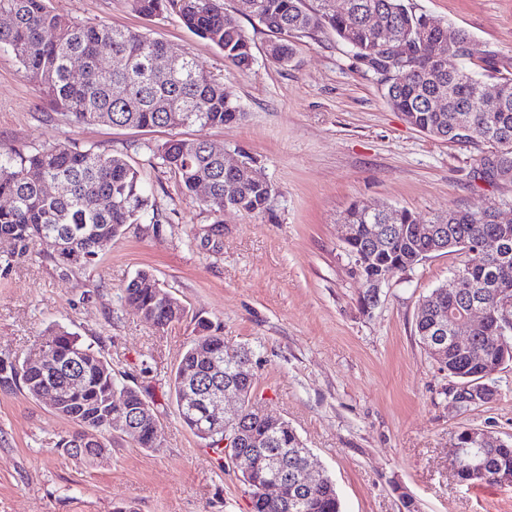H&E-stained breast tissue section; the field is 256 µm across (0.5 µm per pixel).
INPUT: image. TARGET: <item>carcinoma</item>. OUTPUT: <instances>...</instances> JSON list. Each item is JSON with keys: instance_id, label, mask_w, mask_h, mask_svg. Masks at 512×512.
Returning <instances> with one entry per match:
<instances>
[{"instance_id": "carcinoma-1", "label": "carcinoma", "mask_w": 512, "mask_h": 512, "mask_svg": "<svg viewBox=\"0 0 512 512\" xmlns=\"http://www.w3.org/2000/svg\"><path fill=\"white\" fill-rule=\"evenodd\" d=\"M133 9L153 16L169 9L183 25L217 46L224 58L240 70L250 69L252 47L238 26L228 20L220 0H131ZM246 6L243 14L255 17L272 35L267 46L269 56L287 65L294 56L293 38L301 33L330 31L348 46L359 67L382 77L384 98L402 113L410 125L426 135L448 142L466 140L487 144L492 154L483 159L482 173L490 180L512 181V73L499 74L496 96L486 95L485 84L456 60L480 53L469 33L458 30L448 40V29L418 10L410 0H346L343 11L336 0H315L307 7L303 0H238ZM11 17V25L0 26V47L11 52L25 77L70 120L77 124L104 123L130 128H170L224 126L240 121L244 112L224 83L212 78L197 60L187 56L172 61L165 56L164 43L138 31L118 29L105 24L88 25L47 8L45 0H0V16ZM390 31L405 45L406 58L387 63L392 68L385 76L377 68L385 49L381 30ZM85 61L86 75L81 83L69 78L72 57ZM153 158L178 177L189 192L201 181L211 183V195L203 203L215 213L229 208L248 215H264L270 210L273 195L254 182L247 168L229 174L224 157L204 147L198 139L172 138L151 149ZM42 175L57 185L50 195L32 179ZM0 197H11L15 205L0 208V238L14 245L19 257L32 255L42 237L51 235L61 242L53 257L66 271L86 270L96 258L121 236L130 224L149 217V197L139 171L125 158L100 151L93 146L53 143L25 155L0 147ZM108 197V209L99 200ZM503 211L472 206L448 209V218H433L432 224L445 226L447 248L419 236L420 221L407 209L369 207L355 202L347 210L344 223L355 224L358 232L345 242V250L357 260L368 242L370 230L386 224V245L376 256L367 274L394 276L413 269L420 262L443 251L456 256L454 269L468 274V280L453 288L439 286L440 306L448 310V322L473 337L474 351L462 354L448 350L436 359L448 373L452 385L448 399L474 387L483 380L495 385L493 375L512 361V319L502 316L494 273L501 267L512 271V222L497 221ZM478 298L491 312L480 325L470 324L468 306ZM125 302L145 313V318L160 328L179 323L185 308L165 287L157 285L150 274H137L124 289ZM194 337L183 354L168 384L175 398L181 395L183 372L197 369L196 344H209L211 350L232 362L245 347L224 343L221 327L210 320L194 319ZM432 310L420 304L415 332L426 352H431L429 327ZM43 346L75 359L73 369L54 370L32 358L22 361L0 359V384H22L32 397L44 386L59 390L63 406L54 413L75 425L61 437L56 447L64 449L68 441L83 431L96 435L93 449L83 462L93 465L110 454L112 413L124 411L155 412L138 387L126 386L112 374V365L90 344L67 330H48ZM125 395L123 401L116 394ZM242 406L253 447L254 478L266 474L268 458L281 456L288 472L300 474L303 456L295 449L303 447L290 424L271 434L259 419ZM136 444L156 448L153 422L141 419ZM465 448L479 456L473 468H459L454 476L468 484L498 481L503 472L512 473V442L489 433L473 434L463 430L457 435V451ZM252 512H342L335 484L326 479L313 490L300 494L293 482L283 486L282 502L288 508L262 500L250 490Z\"/></svg>"}]
</instances>
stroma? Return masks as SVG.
<instances>
[{
    "label": "stroma",
    "mask_w": 512,
    "mask_h": 512,
    "mask_svg": "<svg viewBox=\"0 0 512 512\" xmlns=\"http://www.w3.org/2000/svg\"><path fill=\"white\" fill-rule=\"evenodd\" d=\"M222 2L251 43L249 70L172 13L145 17L130 0H47L79 22L144 32L194 56L241 106L243 119L229 125H77L0 51V146L26 154L76 143L124 157L159 220L130 225L75 273L55 265L52 243L15 261L12 244L0 241V354L24 358L39 334L63 327L94 345L121 382L149 391L161 423L156 448L117 437L109 457L89 466L56 446L73 424L25 389L0 385V512H252L230 461L182 424L166 384L197 316L220 325L228 345L253 349L258 401L295 428L343 512H404L406 496L418 512H512V483L466 485L448 467L461 430L512 439V362L497 373L492 400L461 412L446 395L450 378L415 334L417 307L447 281L454 256L394 276L365 309L342 240L354 202L427 220L451 208H501L512 182L481 178L489 146L436 140L409 125L333 33L299 35L284 66L266 54L267 29L239 13L237 0ZM413 2L470 34L480 53L461 65L486 87L496 72H512V0ZM175 136L250 162L277 189L271 215H214L150 154ZM217 221L221 234L203 237ZM140 272L169 289L187 319L160 329L127 305L123 290Z\"/></svg>",
    "instance_id": "obj_1"
}]
</instances>
